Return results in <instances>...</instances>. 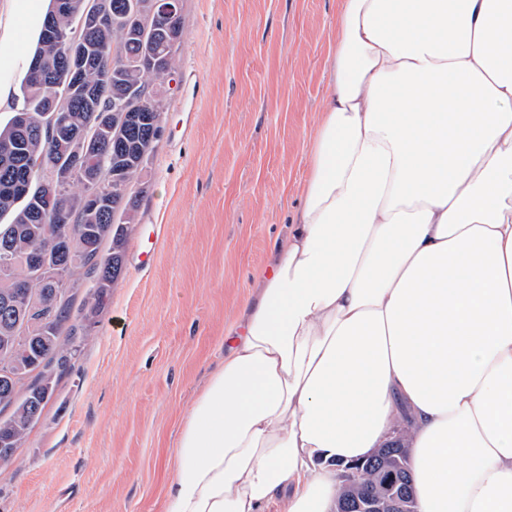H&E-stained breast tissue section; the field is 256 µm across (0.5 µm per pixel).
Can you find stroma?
<instances>
[{"label": "stroma", "instance_id": "obj_1", "mask_svg": "<svg viewBox=\"0 0 512 512\" xmlns=\"http://www.w3.org/2000/svg\"><path fill=\"white\" fill-rule=\"evenodd\" d=\"M48 6L0 0V125ZM337 11L338 0H180L185 37L122 274L0 469V512H164L185 413L299 206ZM150 224L161 236L142 270Z\"/></svg>", "mask_w": 512, "mask_h": 512}]
</instances>
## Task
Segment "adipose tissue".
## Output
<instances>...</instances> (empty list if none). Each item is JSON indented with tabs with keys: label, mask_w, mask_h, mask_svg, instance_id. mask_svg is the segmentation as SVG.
<instances>
[{
	"label": "adipose tissue",
	"mask_w": 512,
	"mask_h": 512,
	"mask_svg": "<svg viewBox=\"0 0 512 512\" xmlns=\"http://www.w3.org/2000/svg\"><path fill=\"white\" fill-rule=\"evenodd\" d=\"M297 216L184 418L165 512H512V0H339ZM401 442L396 447L389 449V454L396 456L399 459L402 470V487L404 488L405 495L402 492H390L384 497L365 496L361 500H357L353 504H344L350 500L360 496L366 491L374 492L378 489L380 478L378 474L379 461L374 457L367 458L363 465L364 475L363 483L355 488L343 487L341 495L339 496L336 505L341 501L343 504L338 507L336 512H411L405 507V499L408 500V507L414 508L415 502L410 492L409 486V473H408V455L407 448L402 447Z\"/></svg>",
	"instance_id": "ef3b65f1"
}]
</instances>
